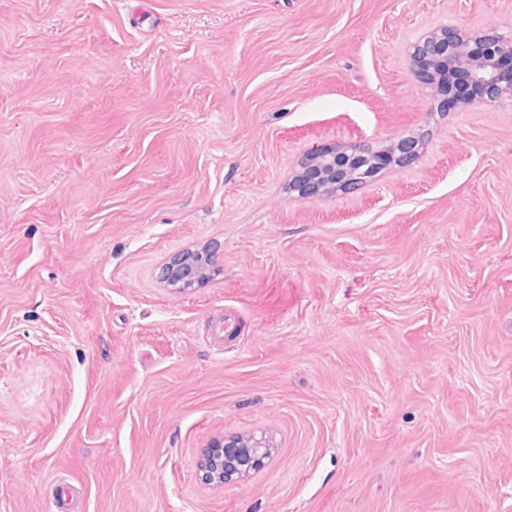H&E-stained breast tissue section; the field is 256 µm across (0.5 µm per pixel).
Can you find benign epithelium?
<instances>
[{"label":"benign epithelium","instance_id":"obj_1","mask_svg":"<svg viewBox=\"0 0 512 512\" xmlns=\"http://www.w3.org/2000/svg\"><path fill=\"white\" fill-rule=\"evenodd\" d=\"M410 61L425 63L433 83L440 89L442 110H448V96L455 94L453 74L465 75L473 96L489 102L512 101V30L491 29L467 34L446 26L422 37L413 46ZM423 141L417 136L400 138L390 150L369 142H355L345 148L313 146L302 160V172L293 183L299 199H316L330 190L350 191L393 163L404 166L419 155ZM201 250H187L172 257L161 272V280L197 287L218 271L217 251L206 249L208 268L188 266L189 256ZM274 446L265 433L229 435L213 442L199 465L200 479L209 485H226L250 477L273 456Z\"/></svg>","mask_w":512,"mask_h":512}]
</instances>
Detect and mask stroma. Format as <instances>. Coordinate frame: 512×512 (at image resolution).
I'll use <instances>...</instances> for the list:
<instances>
[{
    "label": "stroma",
    "instance_id": "stroma-1",
    "mask_svg": "<svg viewBox=\"0 0 512 512\" xmlns=\"http://www.w3.org/2000/svg\"><path fill=\"white\" fill-rule=\"evenodd\" d=\"M442 25L512 0H0V512H512V103L435 111L408 61ZM422 146L423 141L417 136L400 138L388 151L375 149L363 141L345 148L313 146L303 157V170L293 183V191L306 201L329 190H353L389 163L407 165L419 155ZM206 251L210 260L208 270L206 266L204 269H196L192 266L186 268L189 264V256L199 254ZM217 251L209 248H202L197 250H187L172 257L167 262L161 272V280L167 283L168 286L173 288H180L174 282L181 285H191L192 288L202 285L210 280L218 271L219 268L216 264ZM274 446L263 432L229 435L214 441L199 465L200 479L209 485H226L250 477L273 456Z\"/></svg>",
    "mask_w": 512,
    "mask_h": 512
}]
</instances>
